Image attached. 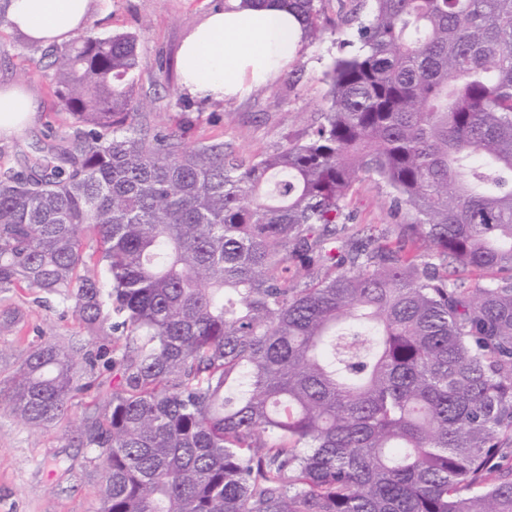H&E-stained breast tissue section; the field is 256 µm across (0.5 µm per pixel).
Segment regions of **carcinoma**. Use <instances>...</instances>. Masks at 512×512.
Listing matches in <instances>:
<instances>
[{"instance_id":"cac0c4a2","label":"carcinoma","mask_w":512,"mask_h":512,"mask_svg":"<svg viewBox=\"0 0 512 512\" xmlns=\"http://www.w3.org/2000/svg\"><path fill=\"white\" fill-rule=\"evenodd\" d=\"M359 2L325 111L251 157L142 123L136 34L42 50L76 130L0 168V294L92 340L23 349L0 414L49 429L112 373L66 434L98 512H512V0ZM365 179L412 246L346 236Z\"/></svg>"}]
</instances>
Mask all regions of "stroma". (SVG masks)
<instances>
[{"label": "stroma", "mask_w": 512, "mask_h": 512, "mask_svg": "<svg viewBox=\"0 0 512 512\" xmlns=\"http://www.w3.org/2000/svg\"><path fill=\"white\" fill-rule=\"evenodd\" d=\"M224 0H101L90 19L100 36L130 31L138 36L139 75L134 95L148 103L145 121L154 130L177 129L188 145L223 143L245 157L271 150L300 136L327 106L325 73L341 55L336 23L351 0H322V41L306 43L272 83L223 102L190 98L180 86L179 48L207 13ZM20 86L38 102L37 120L20 134L0 140V166L21 169L35 149H50L73 133L69 115L54 94L50 72L40 51L0 61V86ZM390 190L380 182L357 184L348 205L355 229L382 232L391 246L409 234L406 220L390 213ZM19 318L16 334L0 336V381L17 368L20 352L47 337L69 345L86 339L74 313L57 304L34 303L25 291L0 294V308ZM69 420L39 430L0 416V512H96L101 472L88 449L67 446Z\"/></svg>", "instance_id": "1"}]
</instances>
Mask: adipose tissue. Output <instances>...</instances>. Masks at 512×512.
Here are the masks:
<instances>
[{
    "label": "adipose tissue",
    "instance_id": "obj_1",
    "mask_svg": "<svg viewBox=\"0 0 512 512\" xmlns=\"http://www.w3.org/2000/svg\"><path fill=\"white\" fill-rule=\"evenodd\" d=\"M93 0H11L8 18L47 45L68 41ZM304 43L300 20L280 0L259 7L226 0L183 41L178 54L181 87L198 100L221 101L274 81ZM35 98L0 90V137L32 125Z\"/></svg>",
    "mask_w": 512,
    "mask_h": 512
}]
</instances>
